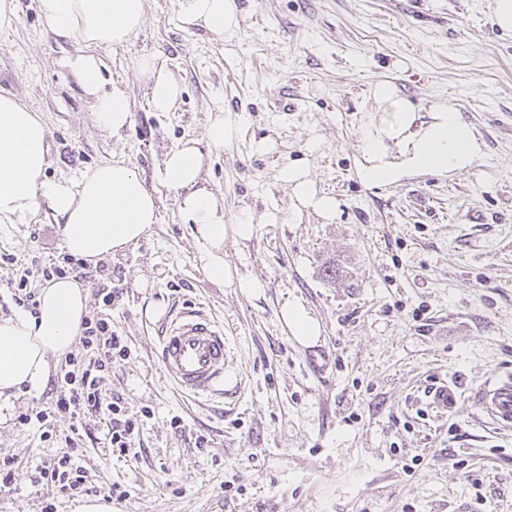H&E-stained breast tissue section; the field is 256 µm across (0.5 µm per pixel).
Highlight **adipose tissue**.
I'll return each mask as SVG.
<instances>
[{"mask_svg": "<svg viewBox=\"0 0 512 512\" xmlns=\"http://www.w3.org/2000/svg\"><path fill=\"white\" fill-rule=\"evenodd\" d=\"M38 10L54 35L78 46L69 66L84 92L93 99L98 124L113 137H122L131 123L125 87L105 88L99 50L128 44L143 28L147 0H37ZM182 23L217 36L239 27L234 0H178ZM139 70L149 81L148 101L156 112L171 111L182 87L155 58L144 57ZM372 96L390 108L388 117L363 125L359 137L358 175L369 185H390L412 171L468 172L482 149L472 126L450 104L432 105L430 120L419 123L416 112L398 99L392 86L376 84ZM202 147L190 140L170 148L159 177L176 193L179 217L191 225L203 270L209 280L258 295L264 285L240 276L224 261V241L250 240L255 232L251 215L228 225L214 194L201 186ZM47 129L36 113L14 95L0 93V220L25 222L48 212L62 222L63 243L73 257L94 263L120 252L145 236L159 219L156 196L129 163L107 162L84 173L78 181L48 180ZM279 176L291 189L294 211L310 209L330 219L338 203L319 192L308 171L287 165ZM87 315V295L70 278L42 288L35 314L0 317V395L25 388L40 390L46 383L49 360L71 351Z\"/></svg>", "mask_w": 512, "mask_h": 512, "instance_id": "ef3b65f1", "label": "adipose tissue"}]
</instances>
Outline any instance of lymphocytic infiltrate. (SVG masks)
<instances>
[{
    "instance_id": "lymphocytic-infiltrate-1",
    "label": "lymphocytic infiltrate",
    "mask_w": 512,
    "mask_h": 512,
    "mask_svg": "<svg viewBox=\"0 0 512 512\" xmlns=\"http://www.w3.org/2000/svg\"><path fill=\"white\" fill-rule=\"evenodd\" d=\"M79 343L82 352L69 357V369L55 383V396L49 407L33 409L20 417L21 424L37 427L44 440L52 438L51 424L56 416L70 417L73 436L68 440L66 451L37 465L33 483L42 490L71 495L83 492L85 485V472L77 462L75 438L83 427L85 414L107 415L108 443L113 451L121 454L128 452L139 431L137 417L107 394V380L113 365L126 360L130 353L122 336L113 330L108 318L96 315L85 320Z\"/></svg>"
}]
</instances>
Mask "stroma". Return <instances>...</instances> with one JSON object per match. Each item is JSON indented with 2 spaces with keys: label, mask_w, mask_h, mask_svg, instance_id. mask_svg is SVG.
Listing matches in <instances>:
<instances>
[{
  "label": "stroma",
  "mask_w": 512,
  "mask_h": 512,
  "mask_svg": "<svg viewBox=\"0 0 512 512\" xmlns=\"http://www.w3.org/2000/svg\"><path fill=\"white\" fill-rule=\"evenodd\" d=\"M239 29L219 38L183 28L177 0H148L145 24L122 48L102 49L106 81L126 86L132 120L122 139L98 127L36 0H17L0 33V92L34 110L48 130L49 180H78L106 161L134 165L159 200L160 221L125 250L87 264L90 314H108L130 348L108 393L129 412L149 409L135 446L109 451L107 416L93 413L81 441L86 489L56 512L125 490L112 512H512V431L496 429L474 395L512 374V32L491 0H237ZM155 56L183 85L174 111L156 112L137 74ZM390 84L420 113L443 99L476 131L481 163L460 174L418 173L364 184L363 121L384 110L372 87ZM240 119L237 137L208 152L205 180L233 224L257 219L247 241L226 238L224 260L260 280L251 296L208 280L174 192L157 176L175 144L202 141L215 115ZM309 170L336 196L327 221L292 212L279 178ZM280 213L277 223L263 219ZM0 314L15 310L9 273L61 262L62 230L49 217L0 223ZM336 268L338 278L325 275ZM119 296L104 307L99 289ZM204 304L229 343L223 399L199 402L168 382L154 350L173 301ZM295 301L320 323L298 343L279 316ZM455 379L457 406L438 414L430 384ZM52 400L22 392L0 409V458L15 461L0 512H41L34 468L65 446L72 421L42 441L19 415ZM204 447H197V439Z\"/></svg>",
  "instance_id": "1"
}]
</instances>
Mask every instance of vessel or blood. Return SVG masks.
I'll return each instance as SVG.
<instances>
[{"label": "vessel or blood", "instance_id": "obj_1", "mask_svg": "<svg viewBox=\"0 0 512 512\" xmlns=\"http://www.w3.org/2000/svg\"><path fill=\"white\" fill-rule=\"evenodd\" d=\"M229 356L223 329L196 303L173 307L160 322L156 357L170 381L190 396L223 393ZM429 405L444 413L459 399L456 384L445 381L427 392ZM481 411L499 429H512V375L489 378L477 393Z\"/></svg>", "mask_w": 512, "mask_h": 512}]
</instances>
